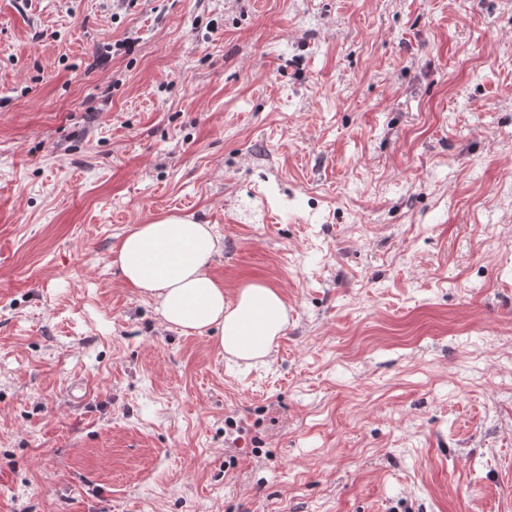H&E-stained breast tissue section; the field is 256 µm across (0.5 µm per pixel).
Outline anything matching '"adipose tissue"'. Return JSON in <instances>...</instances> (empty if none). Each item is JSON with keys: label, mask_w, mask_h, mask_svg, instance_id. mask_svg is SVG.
<instances>
[{"label": "adipose tissue", "mask_w": 512, "mask_h": 512, "mask_svg": "<svg viewBox=\"0 0 512 512\" xmlns=\"http://www.w3.org/2000/svg\"><path fill=\"white\" fill-rule=\"evenodd\" d=\"M218 246L211 225L168 215L132 227L115 262L128 287L150 300L167 327L213 332L222 353L244 361L266 358L288 324L281 293L250 282L226 298L206 263Z\"/></svg>", "instance_id": "ef3b65f1"}]
</instances>
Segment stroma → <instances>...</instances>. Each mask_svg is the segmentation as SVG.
Returning <instances> with one entry per match:
<instances>
[{
	"label": "stroma",
	"instance_id": "1",
	"mask_svg": "<svg viewBox=\"0 0 512 512\" xmlns=\"http://www.w3.org/2000/svg\"><path fill=\"white\" fill-rule=\"evenodd\" d=\"M170 214L264 361L122 280ZM0 512H512V0H0Z\"/></svg>",
	"mask_w": 512,
	"mask_h": 512
}]
</instances>
